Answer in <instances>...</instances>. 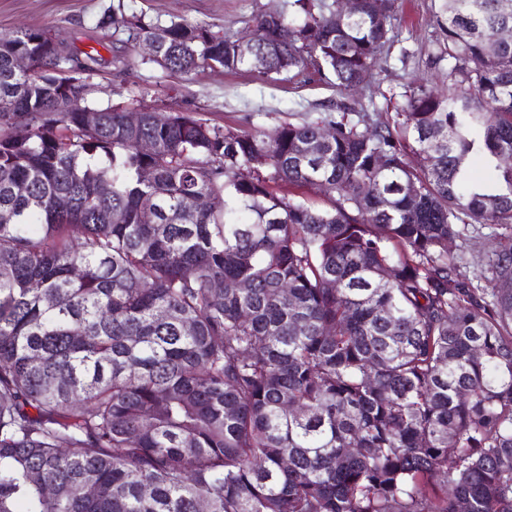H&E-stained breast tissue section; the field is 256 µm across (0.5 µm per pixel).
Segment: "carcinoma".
<instances>
[{
	"mask_svg": "<svg viewBox=\"0 0 512 512\" xmlns=\"http://www.w3.org/2000/svg\"><path fill=\"white\" fill-rule=\"evenodd\" d=\"M293 5L247 38L108 21L173 73L367 86L398 0ZM436 23L447 90L268 132L129 125L100 54L0 34V512H512V0ZM473 224L483 285L448 255Z\"/></svg>",
	"mask_w": 512,
	"mask_h": 512,
	"instance_id": "obj_1",
	"label": "carcinoma"
}]
</instances>
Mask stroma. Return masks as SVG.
Wrapping results in <instances>:
<instances>
[{
  "mask_svg": "<svg viewBox=\"0 0 512 512\" xmlns=\"http://www.w3.org/2000/svg\"><path fill=\"white\" fill-rule=\"evenodd\" d=\"M440 2L404 0L398 37L374 75L380 96L348 95L355 111L373 108L387 121L394 118L408 85L447 87L448 64L439 58L445 35L434 21ZM116 8L161 26L187 21L230 36L244 34L258 14L294 11L293 0H0V32L49 28L80 50H98L107 62L99 78L103 103L132 108L141 99L160 112H187L227 128L264 131L336 115L335 85L314 72L263 76L205 68L186 76L166 71L140 51L129 50L124 34L100 26V19Z\"/></svg>",
  "mask_w": 512,
  "mask_h": 512,
  "instance_id": "obj_1",
  "label": "stroma"
}]
</instances>
